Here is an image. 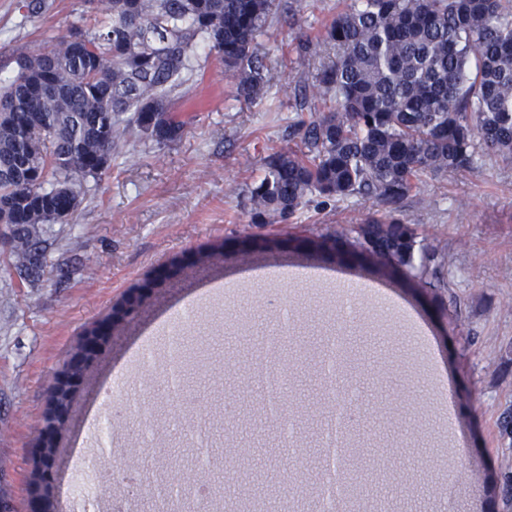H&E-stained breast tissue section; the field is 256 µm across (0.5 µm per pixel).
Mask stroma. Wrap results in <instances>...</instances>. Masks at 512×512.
Returning <instances> with one entry per match:
<instances>
[{
	"label": "stroma",
	"mask_w": 512,
	"mask_h": 512,
	"mask_svg": "<svg viewBox=\"0 0 512 512\" xmlns=\"http://www.w3.org/2000/svg\"><path fill=\"white\" fill-rule=\"evenodd\" d=\"M29 0H0V75L14 59L65 36L89 14L86 0H47L31 18ZM354 0H277L278 9L259 37V51L275 78L262 100L237 101L224 66L208 46L198 49V68L183 87L182 135L157 145L128 141L110 167L89 180L72 219L51 225L48 266L40 280L21 278L10 258H0V488L13 512L30 510L32 450L50 408V386L70 359L81 333L106 319L143 282L172 261L222 247V257L186 270L152 291L145 306L112 331V340L84 378L59 442L53 465L56 512H84L78 486L111 499L118 512H152L150 500L131 495L128 477L153 481L186 465L201 435L214 457H253L266 482L292 489L308 485L305 512H317L324 476L312 463L324 453L326 418L334 410L320 351L304 365L278 358L245 362L243 352L274 324L287 321L301 337L336 329L335 298H320L326 283L368 282L392 295L429 334V360L438 363L454 409L450 433L428 427L430 406L411 387L391 389L390 376L418 375L415 357L356 352L337 368L343 388L363 384V428H349L343 454L377 456L397 448L400 464L388 486L364 483V502L374 508L389 498L391 512H512L503 491L512 474V437L500 422L512 411V156L486 154L477 169L422 176L402 204L418 246L438 244L446 257L443 284L433 288L403 275H374L358 262L289 248L243 254L246 240L287 239L300 228L333 234L355 227L372 201L313 198L287 224L252 221L250 190L272 152L299 150L293 134L295 105L305 84L336 52L306 59L296 51L300 35H317ZM307 265L317 270L306 294L283 280L272 292L252 293L247 305L212 292L214 281L237 287L277 269ZM199 308L187 311L189 301ZM292 382L277 400L279 413L296 425L281 440L261 420L256 395L232 389L235 379L267 371ZM152 413L161 432L140 436L139 416ZM86 459L89 472L77 471ZM467 478L452 498L443 483L456 467Z\"/></svg>",
	"instance_id": "1"
}]
</instances>
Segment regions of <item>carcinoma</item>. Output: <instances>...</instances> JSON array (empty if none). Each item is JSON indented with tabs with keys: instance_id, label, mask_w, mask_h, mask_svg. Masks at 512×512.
<instances>
[{
	"instance_id": "cac0c4a2",
	"label": "carcinoma",
	"mask_w": 512,
	"mask_h": 512,
	"mask_svg": "<svg viewBox=\"0 0 512 512\" xmlns=\"http://www.w3.org/2000/svg\"><path fill=\"white\" fill-rule=\"evenodd\" d=\"M273 0H100L93 28L74 24L43 53L21 55L0 83V221L8 224L13 265L27 280L47 267L48 224H65L88 178L110 166L127 138L159 144L185 121L174 97L195 70L198 46L216 51L239 101L256 103L274 79L257 39ZM311 94L296 111L321 104L294 130L304 151H277L250 191L257 224L286 223L314 195L361 196L386 207L368 214L355 236L330 244L304 236L297 245L337 260L373 259L414 276L440 280L444 256L422 248L401 204L426 172L465 173L488 153L512 156V0H362L336 14L318 37L299 38L303 56L325 47ZM146 301L131 294L119 323ZM79 339L57 379L46 415L52 439H37L31 493L54 512L51 464L77 389L93 366ZM190 485L184 473L162 480L159 507L174 512L171 493Z\"/></svg>"
}]
</instances>
